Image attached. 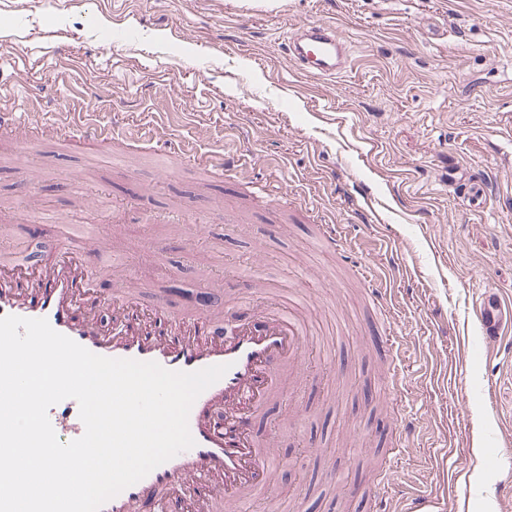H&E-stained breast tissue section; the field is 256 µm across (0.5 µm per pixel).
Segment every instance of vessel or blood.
<instances>
[{
  "label": "vessel or blood",
  "instance_id": "obj_1",
  "mask_svg": "<svg viewBox=\"0 0 512 512\" xmlns=\"http://www.w3.org/2000/svg\"><path fill=\"white\" fill-rule=\"evenodd\" d=\"M287 0H230L228 10L240 21L277 16ZM288 55L300 72L335 78L349 67V46L333 23L302 25L287 38ZM40 113H0V131L18 133L19 152H26V133L46 128ZM109 127L88 122L73 138L94 147L111 138ZM168 156L175 164L224 167L223 156H194L185 144L173 143ZM448 185L467 208H486L490 194L479 177L449 174ZM112 274L100 255L89 254L83 240L68 247L48 242L42 256L22 263L0 259V317L47 319L51 327L94 354L117 359L154 361L172 371H197L224 364L228 370L194 402L189 429L194 447L153 469L139 482L108 500L100 512H160L161 506L185 504L187 512H240L242 504L271 481L270 450L253 432L256 418L273 402L286 398V380L303 363L311 334L306 320L282 304L254 309L242 318L250 300L217 305L209 293L198 294L182 309L167 295L156 297L150 313H141L135 289L121 286L100 295L98 278ZM252 308V307H251ZM485 348L499 342L512 321V301L500 289H484L475 312ZM49 420L60 442L81 437L84 425L75 400L52 406Z\"/></svg>",
  "mask_w": 512,
  "mask_h": 512
}]
</instances>
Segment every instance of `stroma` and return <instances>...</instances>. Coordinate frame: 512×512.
Wrapping results in <instances>:
<instances>
[{
    "instance_id": "stroma-1",
    "label": "stroma",
    "mask_w": 512,
    "mask_h": 512,
    "mask_svg": "<svg viewBox=\"0 0 512 512\" xmlns=\"http://www.w3.org/2000/svg\"><path fill=\"white\" fill-rule=\"evenodd\" d=\"M316 22L351 44L352 65L333 81L299 73L286 53L288 33ZM443 23L447 37L428 40ZM0 96L52 121L83 112L125 130L155 125L237 162L227 186L199 165L167 167L154 148L87 151L46 131L25 158H0V198L14 203L0 257L37 259L55 224L103 214L113 266L146 275L148 299L201 285L221 298L258 280L254 299L266 303L269 288L315 270L303 284L306 374L258 424L276 472L246 512H375L347 488L376 487L364 463L399 434L393 506L423 494L435 512H512V456L500 446L512 381L496 406L481 394L489 370L512 367V334L489 354L473 324L483 288L512 298V0H290L287 15L246 28L224 0H0ZM452 167L493 178L484 211L449 193ZM84 170L92 178L73 181ZM251 186L287 194L293 212L242 208ZM323 224L341 225L345 246L324 245ZM348 252L394 297L389 330L407 350L396 376L360 330L370 283ZM462 350L468 368L446 386Z\"/></svg>"
}]
</instances>
